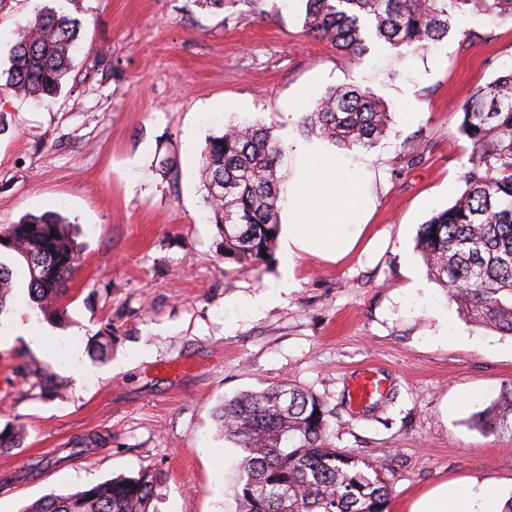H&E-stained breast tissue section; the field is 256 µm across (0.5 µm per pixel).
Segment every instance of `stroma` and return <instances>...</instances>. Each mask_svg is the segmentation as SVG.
<instances>
[{
    "instance_id": "obj_1",
    "label": "stroma",
    "mask_w": 512,
    "mask_h": 512,
    "mask_svg": "<svg viewBox=\"0 0 512 512\" xmlns=\"http://www.w3.org/2000/svg\"><path fill=\"white\" fill-rule=\"evenodd\" d=\"M38 5L81 20L80 49L56 99L0 92V227L57 211L82 254L63 322L39 320L23 287L0 322V428L24 431L0 453V512L146 468L162 476L158 512H224L237 467L214 411L282 381L338 413L330 446L377 464L388 512L446 480L512 486V436L469 422L512 382V337L466 322L416 249L420 224L465 188L462 106L512 65V20L464 16L399 61L387 46L360 59L308 35L304 0H263L248 19L197 0H9L0 85L11 34ZM347 84L391 112L373 148L339 152L377 168L372 245L336 263L291 262L279 245L266 262L225 258L203 201L208 138L247 119L297 149L314 98ZM165 156L178 168L160 171ZM289 264L296 285L278 291ZM25 364L63 388L23 381ZM366 370L387 390L360 408L349 389ZM81 438L80 458L30 472Z\"/></svg>"
}]
</instances>
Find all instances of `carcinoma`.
I'll list each match as a JSON object with an SVG mask.
<instances>
[{
	"instance_id": "obj_1",
	"label": "carcinoma",
	"mask_w": 512,
	"mask_h": 512,
	"mask_svg": "<svg viewBox=\"0 0 512 512\" xmlns=\"http://www.w3.org/2000/svg\"><path fill=\"white\" fill-rule=\"evenodd\" d=\"M243 18L263 0H198ZM512 18V0H306L305 29L357 57L385 44L396 57L448 36L458 15ZM81 23L53 8L17 29L5 87L40 101L59 95L71 70ZM460 132L472 144L464 191L417 234L429 275L467 322L512 336V68L475 90L463 105ZM389 106L358 87L331 88L304 118L307 132L340 147L368 149L389 128ZM285 149L270 128L227 125L202 150L201 177L210 223L224 235V255L258 262L272 257L279 233ZM18 255L27 294L45 320L64 316L80 248L57 211L28 214L0 227V251ZM15 272L0 262V317L13 297ZM224 437L243 452L233 487L237 512H387L388 488L378 466L328 447L337 413L289 383L224 401ZM487 433L512 432V384L471 415ZM72 448L41 458L37 471L78 457ZM132 486H126V483ZM159 474L145 469L67 493L50 492L22 512H157Z\"/></svg>"
}]
</instances>
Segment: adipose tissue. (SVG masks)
<instances>
[{
	"mask_svg": "<svg viewBox=\"0 0 512 512\" xmlns=\"http://www.w3.org/2000/svg\"><path fill=\"white\" fill-rule=\"evenodd\" d=\"M308 162L288 183L289 256L310 254L332 262L347 256L369 231L367 224L344 220L349 207L370 211L374 201L370 184L374 169L370 159L342 162L320 147L303 148ZM505 497L487 481L471 480L465 491L442 483L420 494L408 512H502Z\"/></svg>",
	"mask_w": 512,
	"mask_h": 512,
	"instance_id": "ef3b65f1",
	"label": "adipose tissue"
}]
</instances>
